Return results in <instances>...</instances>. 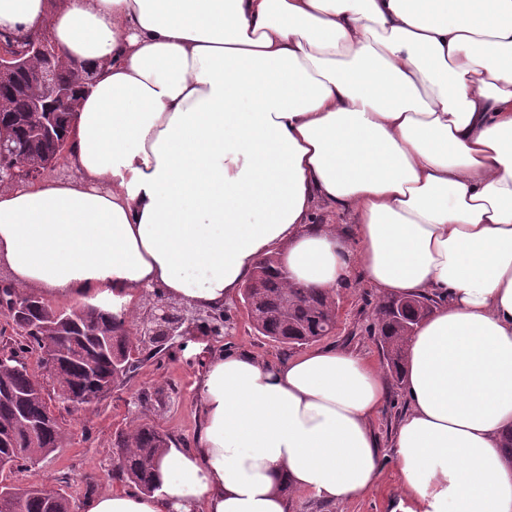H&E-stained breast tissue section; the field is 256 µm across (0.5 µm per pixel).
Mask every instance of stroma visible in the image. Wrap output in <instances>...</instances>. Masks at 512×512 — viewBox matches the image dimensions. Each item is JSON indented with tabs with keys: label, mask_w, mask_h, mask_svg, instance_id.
<instances>
[{
	"label": "stroma",
	"mask_w": 512,
	"mask_h": 512,
	"mask_svg": "<svg viewBox=\"0 0 512 512\" xmlns=\"http://www.w3.org/2000/svg\"><path fill=\"white\" fill-rule=\"evenodd\" d=\"M378 294L359 282L336 293V328L323 338L326 346L364 355L385 368L376 336L371 331L372 310ZM233 323L224 335L197 336L184 348H173L145 361L112 394L98 404L77 411L51 398L50 406L66 428L63 448L35 467L0 472V483L25 487L42 484L65 492L72 505L108 489H128V482L113 475L112 443L117 434L139 423H149L169 433L178 444L191 446L199 425L197 383L204 364L221 351L248 352L276 363L296 357V350L259 335L240 300L227 306ZM401 478L393 459L383 461L378 484L366 496L344 503H323L301 493L294 512H392L400 497Z\"/></svg>",
	"instance_id": "stroma-1"
}]
</instances>
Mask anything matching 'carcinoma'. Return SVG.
<instances>
[{
  "instance_id": "1",
  "label": "carcinoma",
  "mask_w": 512,
  "mask_h": 512,
  "mask_svg": "<svg viewBox=\"0 0 512 512\" xmlns=\"http://www.w3.org/2000/svg\"><path fill=\"white\" fill-rule=\"evenodd\" d=\"M26 80V74L20 71L7 81L12 93L0 112V126L10 130L7 141L14 153L3 159L6 166L18 161L55 159L54 143L35 136L28 124ZM416 302V320L407 324L396 314L393 298H380L373 311L388 370L398 384L403 383L404 339L431 313L435 304L434 299L425 295L416 297ZM242 304L258 334L291 349L320 341L332 333L336 324V302L312 288L289 285L271 256L257 263L243 288ZM50 310L49 306L33 305L11 324L19 343L13 347L15 359L5 360V367L0 371V385L13 394L12 399L0 401V435L11 436L12 447L7 450L0 447L1 472L29 463L38 454L51 455L66 439L61 422L48 404L25 399L32 389L24 366L27 354L40 351L56 359L58 388L54 392L65 401L85 379V374L95 376L99 382H110L116 388L136 369L138 360L131 353L146 351L150 358L160 353L133 336L131 322L126 318L93 305L71 313L68 323L56 328L50 339H44L31 331V323L43 322ZM21 417L34 422L47 419L49 425L33 437L27 427L18 423ZM167 441L169 436L151 424H141L116 436L115 475L144 492L156 490L158 457ZM70 509V499L57 490H46L37 484L26 488L0 486V512H69Z\"/></svg>"
}]
</instances>
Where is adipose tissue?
<instances>
[{"label": "adipose tissue", "instance_id": "1", "mask_svg": "<svg viewBox=\"0 0 512 512\" xmlns=\"http://www.w3.org/2000/svg\"><path fill=\"white\" fill-rule=\"evenodd\" d=\"M0 32L49 34L94 72L73 177L0 188L16 290L219 309L274 253L305 288L436 301L388 444L360 354L220 353L158 490L80 512H292L293 491L366 495L386 457L395 512H512V0H0ZM320 209L354 222L311 223Z\"/></svg>", "mask_w": 512, "mask_h": 512}]
</instances>
